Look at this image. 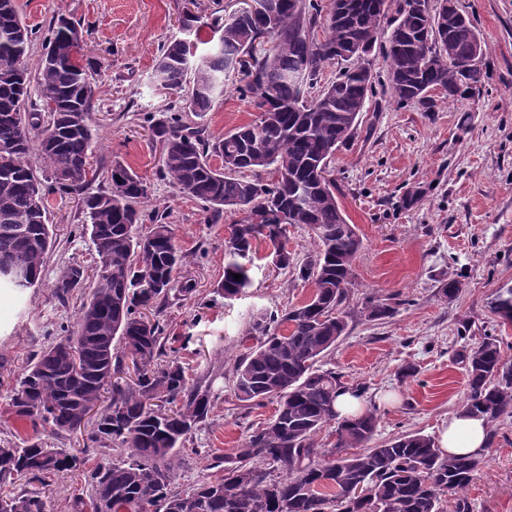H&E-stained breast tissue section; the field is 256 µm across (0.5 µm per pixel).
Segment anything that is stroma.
Instances as JSON below:
<instances>
[{
  "label": "stroma",
  "mask_w": 512,
  "mask_h": 512,
  "mask_svg": "<svg viewBox=\"0 0 512 512\" xmlns=\"http://www.w3.org/2000/svg\"><path fill=\"white\" fill-rule=\"evenodd\" d=\"M18 11L38 36L28 56L37 70L42 36L58 15L80 24L94 72L96 106L88 116L95 141L91 163L99 173L89 192L110 190L111 172L123 165L149 188L145 214L162 213L186 260L179 281L189 293L170 294L158 319L167 347L175 349L190 380L211 381L208 420L178 454L173 490L198 485L215 473L225 454L240 446L274 412L273 404L246 406L230 380L235 361L251 342L247 329L258 313L284 314L305 302L313 288L295 266L313 251V233L288 226L286 247L295 262L276 268L266 244L253 259L251 285L236 300L216 291L224 277V255L235 214L208 222L203 202L184 196L165 178L162 146L153 140L151 119L185 92L157 86L152 70L158 49L177 35L183 0H16ZM484 43L479 92L438 103L426 112L398 104L385 81L380 50L370 59L380 78L352 140L331 164L336 197L362 248L345 304L347 329L323 357L321 369L336 372L346 387L361 388L365 406L378 409L373 444L407 433L437 437L461 411L466 376L462 354L483 337L500 341L512 359V322L494 314L500 289L512 286V0H456ZM224 95L201 119L206 136L220 138L256 119L257 109L238 91L240 75L227 73ZM74 195L50 198L52 242L41 282L18 291L0 285V443L40 438L54 448H79L80 433L55 435L40 423L16 417L9 395L27 366L62 332L74 331L88 302L92 281L59 297L57 285L73 266L93 262L90 233ZM460 281L452 300L443 281ZM395 302L393 317L367 320L366 296ZM413 376H401L404 366ZM493 438L460 497L441 499V512H512V417L490 422ZM91 470L61 471L45 482L17 478L15 490L45 496L51 512H75V500L91 489Z\"/></svg>",
  "instance_id": "obj_1"
}]
</instances>
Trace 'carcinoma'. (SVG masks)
Instances as JSON below:
<instances>
[{
	"label": "carcinoma",
	"instance_id": "obj_1",
	"mask_svg": "<svg viewBox=\"0 0 512 512\" xmlns=\"http://www.w3.org/2000/svg\"><path fill=\"white\" fill-rule=\"evenodd\" d=\"M270 2L275 5L270 27L251 16L212 18L219 45L202 58L196 57L193 39L202 15L182 11L180 24L189 39L163 43L153 70L154 82L163 88L189 87L187 111L202 118L224 94V74L244 60L238 91L258 110L256 120L215 140L185 124L179 113L150 126L163 146L162 173L182 194L205 202L212 218L228 209L241 214L217 284L224 299L234 300L249 288L255 242H268L276 265L285 269L291 265L283 243L287 225L308 226L315 240L314 252L298 267V277L314 288L311 297L281 316L253 319L248 335L262 340L232 369L238 401L260 406L276 400L270 422L224 455L214 479L174 492L176 450L208 418L212 395L207 386L187 384L185 368L165 348L164 327L143 310L166 302L173 290L193 291L192 284L175 282L183 255L159 216L140 230L139 205L148 198V187L135 172L119 164L112 169L110 191L84 192L88 177L96 175L87 123L95 85L90 63H81L85 54L71 50L80 26L63 15L45 36L37 92L41 105L55 104L39 151L46 167L64 177L44 182L37 175L21 112L30 94L27 58L35 32L21 20L15 0H0V282L19 289L39 283L50 246L49 196L57 192L80 196L95 255L112 257L107 273L94 271V288L76 331L43 351L10 393L16 416L38 420L54 434L79 428L88 411L98 409L88 440L124 454L95 468L93 492L88 500H77V512H98L101 501L110 503L108 512H440L441 497L465 489L479 465L474 457L443 453L420 433L365 447L378 425L376 410L339 418L336 399L346 387L336 372L317 366L345 334L341 306L361 248L327 177L336 150L353 138L375 92L374 74L357 59L379 48L397 102H416L432 112L437 99L429 89L439 87L443 98L453 100L481 84L482 73L462 69L477 47L476 28L452 0H442L448 9L436 28L429 25L426 0H403L386 26V0H331L327 10L319 0ZM318 27L322 36L314 40ZM334 63L340 65L335 80L318 86ZM305 65L307 88H319L309 106L299 101L302 85L295 77ZM213 156L221 166L210 163ZM8 270L27 278L1 275ZM84 278L83 267L70 268L59 293L67 294ZM492 310L512 321V287L500 289ZM362 313L381 320L393 316L395 307L369 296ZM283 323L286 334L279 333ZM127 356L136 379L123 384L114 376ZM463 359L462 410L489 422L512 417V361L499 340L484 337ZM331 421L337 423L336 444L314 447L313 435ZM86 456L85 447L71 452L39 439L0 447V512H51L37 492L2 488L18 476L39 481L77 469ZM263 464L284 475L270 477ZM359 487L367 494H356Z\"/></svg>",
	"mask_w": 512,
	"mask_h": 512
}]
</instances>
